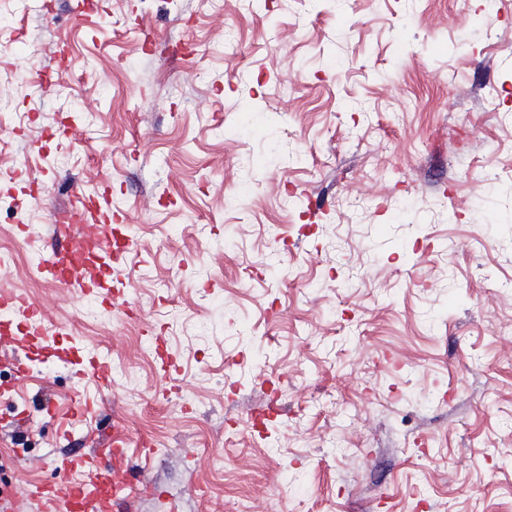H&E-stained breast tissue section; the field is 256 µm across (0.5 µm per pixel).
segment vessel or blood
I'll use <instances>...</instances> for the list:
<instances>
[{
    "instance_id": "1",
    "label": "vessel or blood",
    "mask_w": 512,
    "mask_h": 512,
    "mask_svg": "<svg viewBox=\"0 0 512 512\" xmlns=\"http://www.w3.org/2000/svg\"><path fill=\"white\" fill-rule=\"evenodd\" d=\"M57 222L76 220L93 223L97 234V256L105 266L121 264L131 249L129 236L121 234L118 225L124 217L113 214L111 191L103 189L97 195L77 197L71 209L60 212ZM85 247L81 238L71 239L65 250L41 257L37 271L44 278L61 285L77 295L99 294L109 298L113 290L93 273L84 269ZM0 313L8 321L0 332V350L15 355L18 370H26L32 357L49 352L52 342L49 330L38 318L37 304L24 293L9 288L0 289ZM75 382L93 379L108 383L111 365L106 358L70 347L64 358ZM92 457L64 460L63 470H88L89 476L80 482H61L36 487L34 495L41 500L47 512H95L108 508L116 491L132 487L130 471L124 465L128 439L125 434L113 435L109 441L91 437Z\"/></svg>"
}]
</instances>
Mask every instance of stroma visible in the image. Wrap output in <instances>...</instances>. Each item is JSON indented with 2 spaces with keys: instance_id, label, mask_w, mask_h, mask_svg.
<instances>
[{
  "instance_id": "obj_1",
  "label": "stroma",
  "mask_w": 512,
  "mask_h": 512,
  "mask_svg": "<svg viewBox=\"0 0 512 512\" xmlns=\"http://www.w3.org/2000/svg\"><path fill=\"white\" fill-rule=\"evenodd\" d=\"M0 96V278L112 365L93 415L0 360L13 512L95 428L154 489L111 512H512V0H0ZM105 183L91 315L36 265ZM73 218H77L81 223H95L91 226L97 234V251L94 250L95 247L91 248L104 261L107 269L125 260L131 249V239L128 235L120 236V228L112 225L110 188H104L91 198L76 196L70 210L57 214L56 223H71Z\"/></svg>"
}]
</instances>
